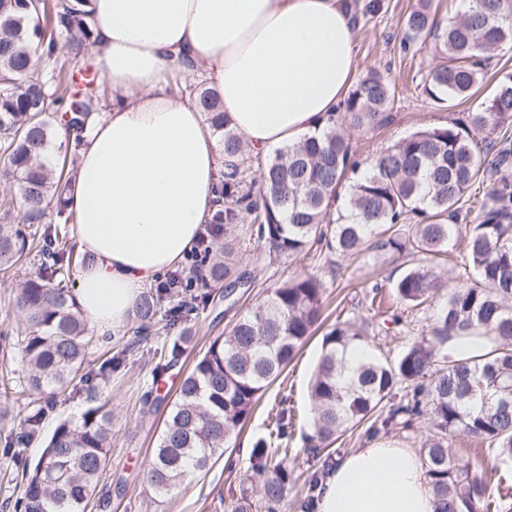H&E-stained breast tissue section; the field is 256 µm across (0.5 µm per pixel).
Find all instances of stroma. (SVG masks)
I'll return each mask as SVG.
<instances>
[{"instance_id":"35a3bbf8","label":"stroma","mask_w":512,"mask_h":512,"mask_svg":"<svg viewBox=\"0 0 512 512\" xmlns=\"http://www.w3.org/2000/svg\"><path fill=\"white\" fill-rule=\"evenodd\" d=\"M350 5L357 21L356 75L364 77L376 71L395 87L396 96L391 124L372 134L351 132L363 161H370L376 150L398 137L420 128L447 125L448 121L471 112L492 91L505 75L512 74V49L503 48L484 70L477 91L469 100L450 109L437 107L424 92L427 73L434 63L432 41H417L409 49L400 45L401 21L416 0H343ZM249 225L233 229L239 246L234 251L240 273L256 277L252 288L238 289L234 301L224 298L223 286L212 287L214 299L187 323L183 330H171V337L187 332L191 339L185 345L187 363L202 355L216 336L229 332L237 313L245 312L263 300L269 288L290 276L306 271L317 274L327 284L328 323L337 318L369 321L368 342L372 352L387 360H396L412 343L426 335L436 309L428 307L393 317L382 308L370 306L364 295L374 284L398 279L406 270L403 263L385 256L367 253L357 259L330 266L324 262L280 260L263 257L259 245L250 237ZM158 345L156 336H149L126 355V361L113 372L108 382L98 384L99 393L108 399L112 410V443L109 465L99 485V492L109 495L106 512H224L249 466L253 441L267 433V410L277 401H285L294 415L295 432L288 443V463L296 472H305L313 460L303 446L300 433L306 429L309 412L308 383L321 353L320 337H313L289 365L285 375L263 395L239 439L236 455L237 471L228 475L223 462L196 474L176 489L158 495L143 481V470L160 431L162 420L170 411L176 388L185 365L164 372L155 371L148 353ZM156 390L162 402L147 406L143 394Z\"/></svg>"}]
</instances>
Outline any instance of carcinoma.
I'll use <instances>...</instances> for the list:
<instances>
[{"label":"carcinoma","instance_id":"carcinoma-1","mask_svg":"<svg viewBox=\"0 0 512 512\" xmlns=\"http://www.w3.org/2000/svg\"><path fill=\"white\" fill-rule=\"evenodd\" d=\"M442 0H417L404 20V42L432 37L440 63L424 90L441 107L473 95L492 54L512 46V0H472L453 21L440 16ZM65 36L71 60L80 62L93 43L89 13L69 0H0V179L18 190L23 223L39 224L57 199L56 222L29 246L19 224H0V271L26 260L37 271L23 284L14 308L23 318L17 335L0 336V347L19 350L26 372L18 384L28 400L23 431L0 449L20 476L15 512H86L97 497L112 440V411L94 394L80 421L57 423L40 460L31 465L16 447L42 437L43 423L58 395L74 382L90 385L120 368L126 350H107L87 369L93 335L67 288L72 266L85 262L68 246L71 214L54 197L66 164L55 168L51 139L56 123L79 145L100 102L94 75L78 83L41 68L55 61ZM211 127L221 136L227 163L216 186L212 223L230 231L257 225L256 235L275 256L299 260L312 251L356 259L369 250L406 257L409 267L392 283L397 301L409 307L440 300L429 336L392 362L368 357L347 366L348 348L364 340L365 328L336 320L322 336L321 356L310 382L307 451L317 456L348 431L368 424L377 440L395 426L429 420L435 435L420 448L425 474L437 498L436 512H491L490 481L497 467L473 470L453 457L448 439L462 433L488 444L497 461L512 462V75L498 81L478 109L447 126L414 131L380 149L370 164L360 160L347 131L371 133L388 124L395 90L373 72L348 92L318 133L278 149L257 182H246L244 136L230 126L220 95L192 88ZM481 133L496 139H477ZM483 198L463 239L471 272L459 283L438 275L430 258L456 246V230L472 191ZM232 248L194 266L167 288L142 294L133 336L168 335L185 323L211 293L199 283L234 275ZM324 281L303 272L270 289L264 300L239 315L232 329L214 338L183 378L171 411L152 448L146 482L167 493L233 452L240 433L265 391L279 379L323 322ZM455 336H486L485 354L459 359L448 347ZM187 337L165 341L153 352L156 368L180 361ZM288 408L280 401L268 437L257 440L250 467L232 496L231 512H280L288 493L302 484L300 508L319 495L326 467L304 477L288 465Z\"/></svg>","mask_w":512,"mask_h":512}]
</instances>
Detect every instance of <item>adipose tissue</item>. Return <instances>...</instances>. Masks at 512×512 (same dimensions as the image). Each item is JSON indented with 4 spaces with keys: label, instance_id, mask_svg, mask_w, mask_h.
<instances>
[{
    "label": "adipose tissue",
    "instance_id": "adipose-tissue-1",
    "mask_svg": "<svg viewBox=\"0 0 512 512\" xmlns=\"http://www.w3.org/2000/svg\"><path fill=\"white\" fill-rule=\"evenodd\" d=\"M92 65L112 86L65 188L89 261L76 300L116 331L143 289L175 267L216 209L224 168L195 98L172 73L214 84L253 154L311 135L356 74V32L340 0H90ZM315 512H436L420 458L374 443L332 465Z\"/></svg>",
    "mask_w": 512,
    "mask_h": 512
}]
</instances>
